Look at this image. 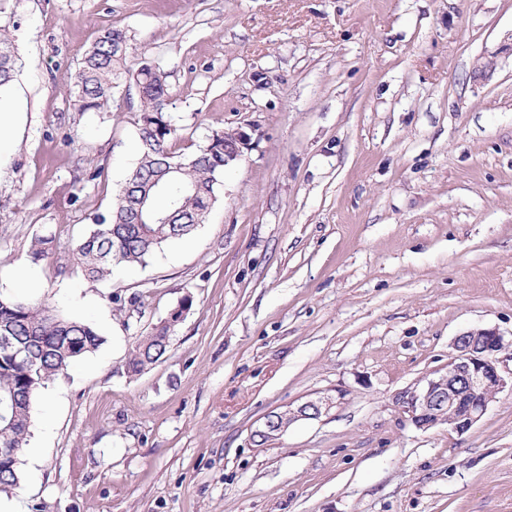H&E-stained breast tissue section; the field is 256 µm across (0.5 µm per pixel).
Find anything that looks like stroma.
I'll return each instance as SVG.
<instances>
[{"label": "stroma", "instance_id": "35a3bbf8", "mask_svg": "<svg viewBox=\"0 0 512 512\" xmlns=\"http://www.w3.org/2000/svg\"><path fill=\"white\" fill-rule=\"evenodd\" d=\"M0 25L24 114L0 159V296L28 269L105 339L36 407L24 512H512L511 390L462 435L395 401L471 329L502 334L512 374V0H8ZM110 26L129 68L167 73L175 152L251 140L191 236L92 281L76 246L138 155L134 87L73 105ZM186 298L164 358L128 374ZM342 399V393L337 392L336 398L330 394L318 396L315 399L308 400L295 409L289 408L288 415L284 417L286 411H275L268 413L263 421L259 423L251 433V441L253 444L258 443L254 436L256 432H272L271 436L279 438L287 430L288 427L295 421L300 419H316L323 413L328 412L335 404L339 403ZM282 418V420L280 419Z\"/></svg>", "mask_w": 512, "mask_h": 512}]
</instances>
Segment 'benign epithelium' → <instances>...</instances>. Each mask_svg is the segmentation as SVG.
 <instances>
[{"label": "benign epithelium", "mask_w": 512, "mask_h": 512, "mask_svg": "<svg viewBox=\"0 0 512 512\" xmlns=\"http://www.w3.org/2000/svg\"><path fill=\"white\" fill-rule=\"evenodd\" d=\"M250 145L243 130L224 138V163L237 159ZM503 347V336L494 329L468 330L456 336L453 354L446 372L399 394L398 402L411 422L419 429L441 424L458 434L468 432L485 414L489 402L504 388L511 386L498 369L495 355ZM342 399V393L326 394L308 400L288 412L268 413L255 431L282 436L300 419H316Z\"/></svg>", "instance_id": "7a95c632"}]
</instances>
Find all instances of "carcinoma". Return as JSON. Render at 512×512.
<instances>
[{"instance_id": "obj_1", "label": "carcinoma", "mask_w": 512, "mask_h": 512, "mask_svg": "<svg viewBox=\"0 0 512 512\" xmlns=\"http://www.w3.org/2000/svg\"><path fill=\"white\" fill-rule=\"evenodd\" d=\"M129 52L126 31L111 26L100 32L84 54L73 81L75 109L103 112L114 90L128 83L135 87L139 105V139L142 151L116 193L108 217L102 219L77 247L85 275L93 281L112 276L117 266L143 265L164 245L189 236L194 221L205 216L217 199L224 174V136L215 130L208 143L194 154L177 155L171 140L177 136L174 118L166 111L170 92L167 74L144 63L131 73L124 69ZM16 74V55L8 31L0 29V89ZM181 163L177 173L171 165ZM166 184L165 191L149 197V207L167 217L166 224H136L133 198L152 179ZM174 325L162 323L135 341L127 371L138 375L158 363L169 347ZM0 336H12L25 347L26 359H13L0 350V448L14 456H0V493L9 494L20 484L21 456L28 445L36 399L47 385L80 357L100 349L105 339L91 323L69 317L32 299L0 298Z\"/></svg>"}]
</instances>
